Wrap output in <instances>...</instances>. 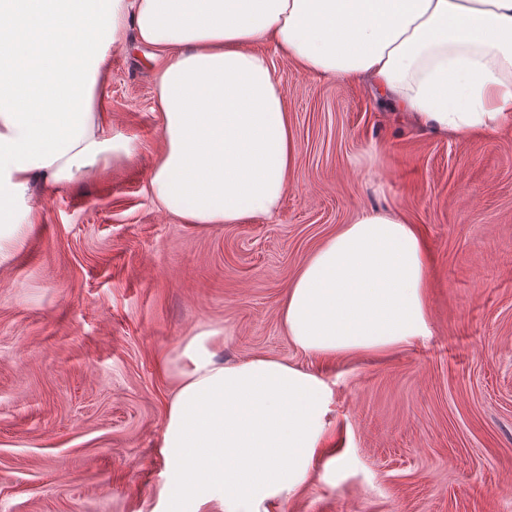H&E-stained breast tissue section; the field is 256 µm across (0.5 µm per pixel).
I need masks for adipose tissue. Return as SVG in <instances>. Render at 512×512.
Instances as JSON below:
<instances>
[{"instance_id":"1","label":"adipose tissue","mask_w":512,"mask_h":512,"mask_svg":"<svg viewBox=\"0 0 512 512\" xmlns=\"http://www.w3.org/2000/svg\"><path fill=\"white\" fill-rule=\"evenodd\" d=\"M129 33L159 60L150 189L187 224L272 216L288 188L298 145L258 41L457 139L512 124V0H0V264L31 223L35 179L134 158L100 112ZM430 284L415 225L368 211L308 257L281 325L315 357L397 351L432 334ZM223 341L204 328L176 352L155 512H275L309 484L335 421V382L265 355L225 363Z\"/></svg>"}]
</instances>
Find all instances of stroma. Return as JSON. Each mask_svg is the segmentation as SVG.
Returning a JSON list of instances; mask_svg holds the SVG:
<instances>
[{"label":"stroma","mask_w":512,"mask_h":512,"mask_svg":"<svg viewBox=\"0 0 512 512\" xmlns=\"http://www.w3.org/2000/svg\"><path fill=\"white\" fill-rule=\"evenodd\" d=\"M268 56L299 147L278 212L198 227L160 208L163 146L149 48L115 49L102 85L128 162L36 185L0 265V512H153L154 442L176 348L224 331L225 361L266 355L335 377L322 472L282 512H512V128L468 140L423 128L368 85ZM415 224L432 270V334L393 354L303 353L279 318L304 261L369 208Z\"/></svg>","instance_id":"35a3bbf8"}]
</instances>
